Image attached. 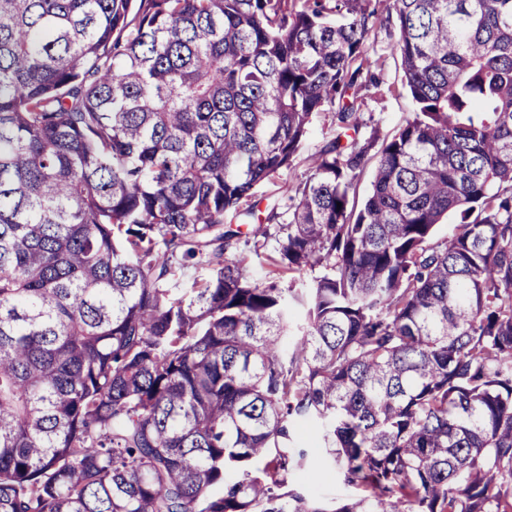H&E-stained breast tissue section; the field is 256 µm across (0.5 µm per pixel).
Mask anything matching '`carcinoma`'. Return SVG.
I'll use <instances>...</instances> for the list:
<instances>
[{
    "label": "carcinoma",
    "mask_w": 512,
    "mask_h": 512,
    "mask_svg": "<svg viewBox=\"0 0 512 512\" xmlns=\"http://www.w3.org/2000/svg\"><path fill=\"white\" fill-rule=\"evenodd\" d=\"M394 10L381 140L369 0H0V512H512V0ZM379 13L392 16V24L389 29L377 30L371 34L369 43L374 44L376 56H381L383 65L372 67L371 74H374L380 81V87L372 97L365 99L362 112L368 121L369 128L376 127L380 138L390 136L404 124L405 120L413 113V103L409 96L401 90L402 71L400 61L393 50L395 41V11L394 0H372ZM335 136L336 125L332 121V114L328 112L316 114L311 126L310 136L294 161L293 167L290 170H285L274 181L258 189V199L262 198L260 209L264 211L265 206L270 200L280 197L286 193L288 187L294 185L298 180L305 178L311 167L312 155ZM338 471L339 465L336 463L335 467L331 464L329 470L324 472L318 480L312 482L301 481L298 484L302 485L308 494L325 499H334L336 503L357 498L359 490L356 487L346 485Z\"/></svg>",
    "instance_id": "cac0c4a2"
}]
</instances>
